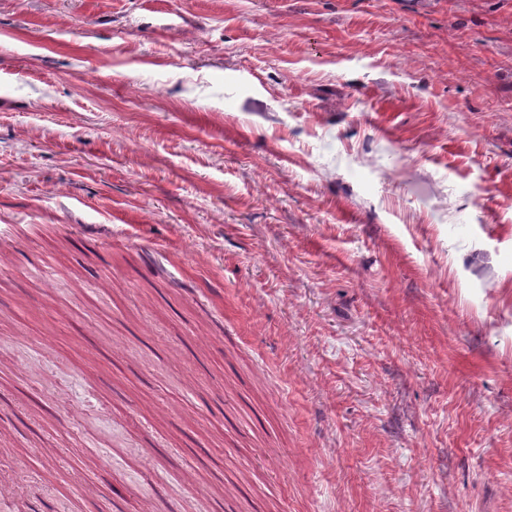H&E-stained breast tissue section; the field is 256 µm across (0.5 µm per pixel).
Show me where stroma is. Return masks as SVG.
<instances>
[{"label": "stroma", "instance_id": "35a3bbf8", "mask_svg": "<svg viewBox=\"0 0 512 512\" xmlns=\"http://www.w3.org/2000/svg\"><path fill=\"white\" fill-rule=\"evenodd\" d=\"M0 512H512V0H0Z\"/></svg>", "mask_w": 512, "mask_h": 512}]
</instances>
